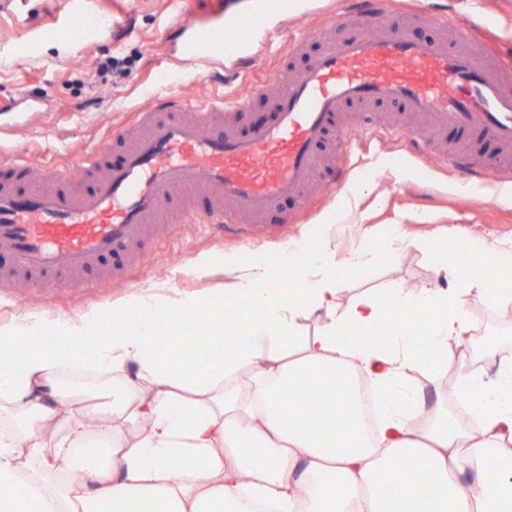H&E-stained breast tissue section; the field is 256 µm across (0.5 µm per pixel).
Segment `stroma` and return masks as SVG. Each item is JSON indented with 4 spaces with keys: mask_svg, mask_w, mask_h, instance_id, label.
Wrapping results in <instances>:
<instances>
[{
    "mask_svg": "<svg viewBox=\"0 0 512 512\" xmlns=\"http://www.w3.org/2000/svg\"><path fill=\"white\" fill-rule=\"evenodd\" d=\"M463 17L480 14L499 37L504 52L512 53V0H445ZM183 0H18L0 10V124L11 133L0 149L26 152L34 166L61 164L91 145L104 142L110 126L123 123L128 113L146 107L152 94L181 93L195 98H244L252 88L250 75L236 80L202 82L192 69H180L163 38L178 21ZM123 60L121 72L99 70V59ZM385 113L354 116L370 122L358 132L342 158L349 167L346 186L331 188L322 176L316 207L296 224L263 229L252 241L218 240L203 227L184 224L169 238L149 243L129 280L107 279L94 288L25 289L0 287V322L31 311L53 319L74 316L134 290L169 282L180 293L209 295L227 288L230 272L217 255L232 250L271 252L300 237L329 238L339 254L360 243L373 229L370 267L348 279L340 304L364 291L410 283L419 288L433 278V257L400 248L392 238L393 225H404L409 237H435L459 243L478 235L489 243L512 244V179L487 177L466 183L444 168L435 154H409L405 140L389 135ZM213 256L211 273L198 278L180 269L200 254ZM476 340H495V359L478 364L486 381H495L501 356L512 359V306L492 311L471 307Z\"/></svg>",
    "mask_w": 512,
    "mask_h": 512,
    "instance_id": "stroma-1",
    "label": "stroma"
}]
</instances>
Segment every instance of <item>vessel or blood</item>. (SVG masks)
Listing matches in <instances>:
<instances>
[{
	"mask_svg": "<svg viewBox=\"0 0 512 512\" xmlns=\"http://www.w3.org/2000/svg\"><path fill=\"white\" fill-rule=\"evenodd\" d=\"M294 9L272 0L268 18L223 8L182 18L177 56L186 66L223 59L258 70V46L280 31ZM340 37L323 33L319 53L284 82L263 81L249 97L229 103L156 96L111 134L112 160L98 147L66 166L34 167L24 153L0 156V286L23 275L36 284L84 288L107 274L125 279L160 219L195 223L245 239L250 215L282 216L283 204L307 193L322 163L319 149L335 136L348 151L353 128L342 116L356 104L392 105L416 115L456 144L436 150L443 165L484 178L512 175V67L488 46L485 25L432 5L395 9L391 0H356L336 16ZM451 29V39L421 37L419 28ZM271 102L273 117L242 129L237 116ZM490 142L495 156L470 146Z\"/></svg>",
	"mask_w": 512,
	"mask_h": 512,
	"instance_id": "obj_1",
	"label": "vessel or blood"
}]
</instances>
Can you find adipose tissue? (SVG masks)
Returning <instances> with one entry per match:
<instances>
[{
  "mask_svg": "<svg viewBox=\"0 0 512 512\" xmlns=\"http://www.w3.org/2000/svg\"><path fill=\"white\" fill-rule=\"evenodd\" d=\"M436 286L337 300L328 239L272 254L229 251L232 287L182 296L168 284L75 316L0 323V512H512V363L496 382L458 365L464 411L427 398L474 336L470 306L503 305L512 247L437 240ZM236 314L196 342L192 319ZM318 315L313 335L300 321ZM387 345L368 335L386 321ZM379 404L367 431L350 379Z\"/></svg>",
  "mask_w": 512,
  "mask_h": 512,
  "instance_id": "obj_1",
  "label": "adipose tissue"
}]
</instances>
